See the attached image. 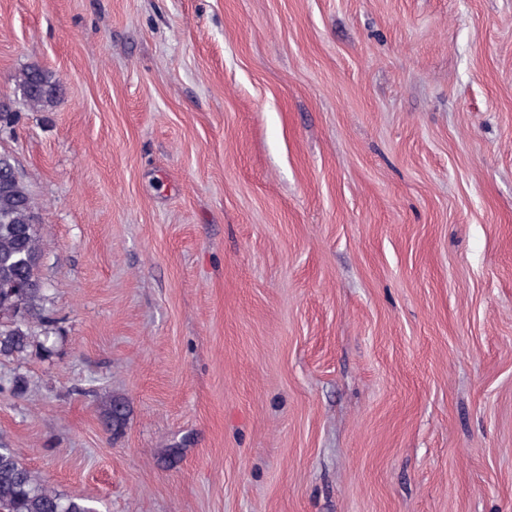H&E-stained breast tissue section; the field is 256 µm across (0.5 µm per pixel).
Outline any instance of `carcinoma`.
<instances>
[{"mask_svg": "<svg viewBox=\"0 0 512 512\" xmlns=\"http://www.w3.org/2000/svg\"><path fill=\"white\" fill-rule=\"evenodd\" d=\"M24 102L40 112L54 104L59 81L46 70L33 66L18 75ZM36 204L21 178L0 168V357L20 358L34 343L35 322L50 321L42 308L38 227L29 224ZM98 414L111 435L123 431L127 403L108 396L98 405ZM4 512H98L84 498L69 497L40 482L14 449L0 445V510Z\"/></svg>", "mask_w": 512, "mask_h": 512, "instance_id": "cac0c4a2", "label": "carcinoma"}]
</instances>
